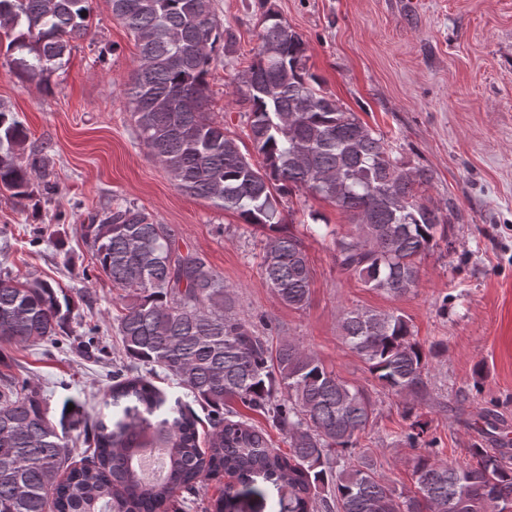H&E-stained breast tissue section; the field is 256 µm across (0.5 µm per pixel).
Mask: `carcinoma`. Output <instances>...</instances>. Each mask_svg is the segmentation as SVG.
Segmentation results:
<instances>
[{"label":"carcinoma","mask_w":512,"mask_h":512,"mask_svg":"<svg viewBox=\"0 0 512 512\" xmlns=\"http://www.w3.org/2000/svg\"><path fill=\"white\" fill-rule=\"evenodd\" d=\"M109 2L139 48L127 95L144 144L183 192L270 231L260 268L283 303L301 309L310 295L304 241L282 224L281 199L295 190L349 215L351 231H330L342 271L387 294L415 287L418 258L448 240L445 207L423 194L428 170L394 156L382 135L321 89L307 69L302 36L277 12L263 13L255 59L239 75L250 103L248 138L261 157L256 165L205 112L213 54L232 41L210 0ZM84 12L89 0H0L5 34L18 31L10 48L33 55L14 59L16 71L31 76L61 65L70 41L87 34ZM27 139L18 116L0 107V190L18 200L49 199L59 187L43 150L21 158ZM81 231L98 270L128 300L116 317L127 368L146 366L148 375H113L103 406L130 397L138 405L129 422L116 425L98 412L83 430L92 453L77 461L40 391L0 373V512H169L178 491L194 495L200 476L221 473L231 482L213 512H236L234 484L259 478L277 489L281 512L512 506V442L500 434L499 415L486 411L476 425L499 447L474 446L464 467L419 455L418 494L392 488L370 465L352 463L375 413L364 391L292 340L272 350L256 325L238 317L223 279L196 252L182 250L168 225L118 203L91 214ZM71 314V298L52 283L0 278L1 341L28 346L70 336ZM341 330L385 388L426 392V354L404 316L355 308L343 314ZM157 367L209 408L206 447L192 411L151 419L165 403L149 378ZM233 400L285 433L288 453L273 448L265 429L232 419L226 403Z\"/></svg>","instance_id":"cac0c4a2"}]
</instances>
